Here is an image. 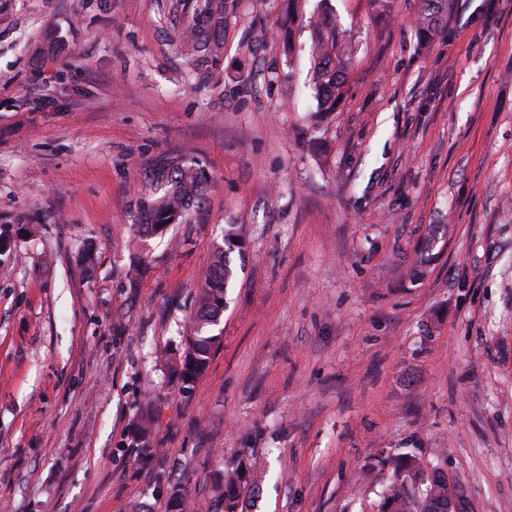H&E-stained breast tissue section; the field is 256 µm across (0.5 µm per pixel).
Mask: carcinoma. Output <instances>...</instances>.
Segmentation results:
<instances>
[{
	"label": "carcinoma",
	"instance_id": "carcinoma-1",
	"mask_svg": "<svg viewBox=\"0 0 512 512\" xmlns=\"http://www.w3.org/2000/svg\"><path fill=\"white\" fill-rule=\"evenodd\" d=\"M425 2L427 8L420 25L427 32L440 21L443 4L441 0ZM226 8L227 0H195L182 40L188 58L206 62L219 56ZM310 54L311 82L318 107L322 112H333L343 96L350 71L351 45L335 22L322 19L315 22ZM207 182L208 175L199 165L180 156L164 159L152 171L150 190L139 206V237L147 240L162 234L171 224L182 223ZM245 237L242 226H226L224 239L214 246L210 264L203 273L187 347L178 358L166 349L161 351V361L186 388L206 371L214 348L221 342L214 328L220 324L224 297L235 275L232 254L242 251ZM152 426L150 412L136 418V445L150 447ZM390 464L392 478L383 492L379 512H442L441 505L448 500V471L444 466L427 463L415 451L390 458ZM251 467L248 454L244 453L236 465L226 468L215 479L209 512H241V499L258 494L257 485L250 482Z\"/></svg>",
	"mask_w": 512,
	"mask_h": 512
}]
</instances>
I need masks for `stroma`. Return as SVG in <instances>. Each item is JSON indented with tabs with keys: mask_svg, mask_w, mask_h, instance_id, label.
Returning a JSON list of instances; mask_svg holds the SVG:
<instances>
[{
	"mask_svg": "<svg viewBox=\"0 0 512 512\" xmlns=\"http://www.w3.org/2000/svg\"><path fill=\"white\" fill-rule=\"evenodd\" d=\"M228 2L196 63L187 0H0V512L207 505L244 451L245 512H378L412 448L471 512H512V0H447L424 37V0H329L353 63L326 114L324 4ZM170 154L208 183L143 245ZM230 223L246 248L187 389L156 352L184 348Z\"/></svg>",
	"mask_w": 512,
	"mask_h": 512,
	"instance_id": "obj_1",
	"label": "stroma"
}]
</instances>
